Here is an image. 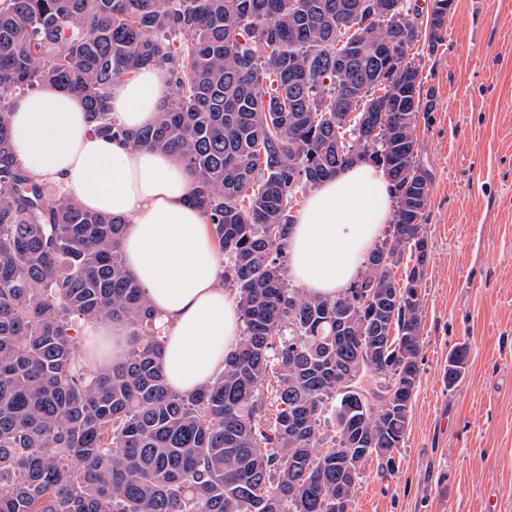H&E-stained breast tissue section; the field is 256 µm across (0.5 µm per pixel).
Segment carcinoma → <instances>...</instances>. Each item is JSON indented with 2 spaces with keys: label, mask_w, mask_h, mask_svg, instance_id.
<instances>
[{
  "label": "carcinoma",
  "mask_w": 512,
  "mask_h": 512,
  "mask_svg": "<svg viewBox=\"0 0 512 512\" xmlns=\"http://www.w3.org/2000/svg\"><path fill=\"white\" fill-rule=\"evenodd\" d=\"M396 5L0 0V512H352L364 462L395 469L429 254L413 50L441 41L448 0L429 34ZM155 65L170 98L129 132L109 91ZM47 84L83 101L91 133L172 154L196 180L242 329L195 393L168 386L125 223L49 193L14 155L10 96ZM358 161L389 175L393 222L356 284L310 296L286 278L291 203ZM79 322L125 328L124 357L92 369ZM467 360L448 354V388Z\"/></svg>",
  "instance_id": "1"
}]
</instances>
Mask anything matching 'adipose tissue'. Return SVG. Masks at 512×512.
Segmentation results:
<instances>
[{
	"mask_svg": "<svg viewBox=\"0 0 512 512\" xmlns=\"http://www.w3.org/2000/svg\"><path fill=\"white\" fill-rule=\"evenodd\" d=\"M150 67L113 86L108 108L130 130L152 124L169 95ZM15 154L27 173L59 185L84 209L126 219V269L140 281L164 329L169 385L192 393L223 370L240 335L237 301L221 284L197 185L172 155L91 134L81 100L58 87L17 97L9 113ZM384 169L360 162L316 187L296 215L288 275L308 294L333 297L356 282L393 218Z\"/></svg>",
	"mask_w": 512,
	"mask_h": 512,
	"instance_id": "ef3b65f1",
	"label": "adipose tissue"
}]
</instances>
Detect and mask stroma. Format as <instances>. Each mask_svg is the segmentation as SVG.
<instances>
[{
    "label": "stroma",
    "mask_w": 512,
    "mask_h": 512,
    "mask_svg": "<svg viewBox=\"0 0 512 512\" xmlns=\"http://www.w3.org/2000/svg\"><path fill=\"white\" fill-rule=\"evenodd\" d=\"M416 62L433 93L416 127L431 180L419 384L394 472L362 468L352 512H512V0H455ZM468 360L467 347L462 345L448 354V368L445 370L444 380L448 388H454L459 379L466 372Z\"/></svg>",
    "instance_id": "obj_1"
}]
</instances>
